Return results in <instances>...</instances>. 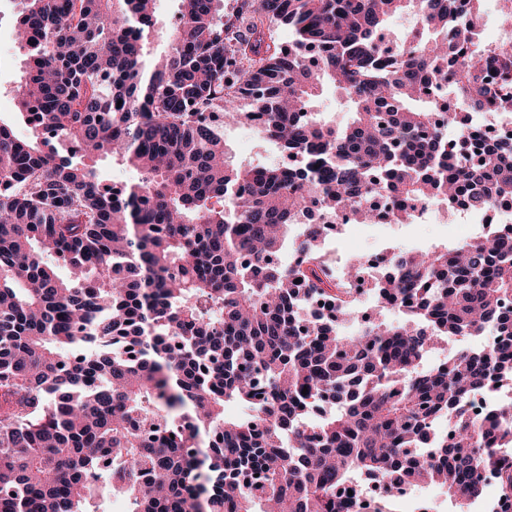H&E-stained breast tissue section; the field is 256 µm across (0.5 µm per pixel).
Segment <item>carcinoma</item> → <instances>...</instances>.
<instances>
[{"label": "carcinoma", "instance_id": "obj_1", "mask_svg": "<svg viewBox=\"0 0 512 512\" xmlns=\"http://www.w3.org/2000/svg\"><path fill=\"white\" fill-rule=\"evenodd\" d=\"M481 4L237 0L228 22L224 0H180L153 56L157 0H0L31 129L0 120V512H342L362 477L378 512L400 482L470 512L490 469L512 505V399L468 410L512 382V236L393 254L375 309L399 319L357 333L317 264L325 224L304 223L379 192L512 202V143L465 165L469 121L512 113V38L481 42ZM409 10L422 30L389 45ZM326 86L353 104L343 127L297 117ZM255 119L296 164L233 162L225 127ZM94 153L139 182L112 197ZM291 230L305 261L282 267ZM313 295L332 317L309 319Z\"/></svg>", "mask_w": 512, "mask_h": 512}]
</instances>
